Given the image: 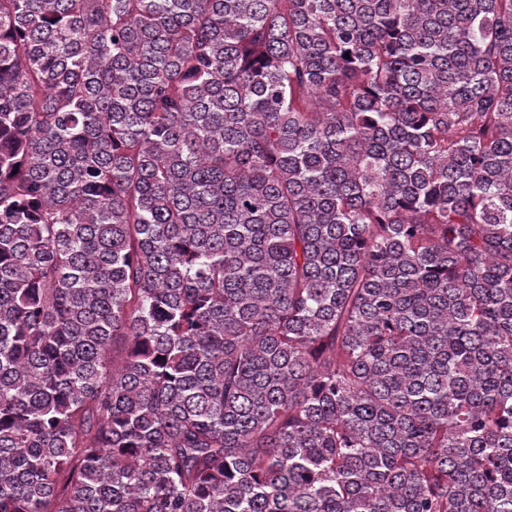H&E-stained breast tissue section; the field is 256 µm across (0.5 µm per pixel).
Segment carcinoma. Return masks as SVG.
<instances>
[{"label": "carcinoma", "instance_id": "obj_1", "mask_svg": "<svg viewBox=\"0 0 512 512\" xmlns=\"http://www.w3.org/2000/svg\"><path fill=\"white\" fill-rule=\"evenodd\" d=\"M0 512H512V0H0Z\"/></svg>", "mask_w": 512, "mask_h": 512}]
</instances>
